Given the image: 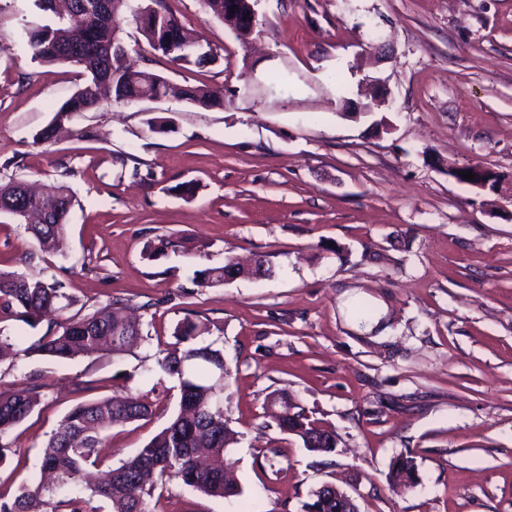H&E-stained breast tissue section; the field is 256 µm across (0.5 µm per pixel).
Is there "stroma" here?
Here are the masks:
<instances>
[{"mask_svg": "<svg viewBox=\"0 0 512 512\" xmlns=\"http://www.w3.org/2000/svg\"><path fill=\"white\" fill-rule=\"evenodd\" d=\"M164 6L218 62L179 68L125 23L131 64L224 87L223 107L112 104L38 143L85 77L24 54L33 0H0V164L31 182L68 174L77 199L61 253L1 216L0 269L56 275L89 307H137L143 334L117 357L0 363V389L42 387L38 410L0 439V501L38 485L51 432L79 401L154 404L105 432L104 466L159 432L178 392L157 359L189 318L209 328L191 346L222 350L231 372L226 457L241 492L172 480L145 512H303L325 482L360 512H512V0H257L247 47L202 0ZM471 163L500 174L501 191L449 176ZM190 181L193 196L176 192ZM159 235L175 248L145 259ZM255 256L271 276L197 279ZM358 302L369 317H352ZM281 389L335 432L333 452L279 432L267 397ZM402 455L418 483L396 489ZM389 479L393 482L410 481L415 483L417 480L416 466L414 460L410 456H400L393 462ZM410 482H406L410 485Z\"/></svg>", "mask_w": 512, "mask_h": 512, "instance_id": "35a3bbf8", "label": "stroma"}]
</instances>
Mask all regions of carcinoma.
Returning <instances> with one entry per match:
<instances>
[{"label": "carcinoma", "instance_id": "obj_1", "mask_svg": "<svg viewBox=\"0 0 512 512\" xmlns=\"http://www.w3.org/2000/svg\"><path fill=\"white\" fill-rule=\"evenodd\" d=\"M42 12H50L52 24L30 22L19 34V45L30 59L42 64H70L82 69L85 85L68 98L53 120L39 130L34 139L51 141L58 127L77 114L97 112L112 103H129L165 96L166 78L147 70H136L127 62V53L117 30L124 20L122 7L127 0H34ZM226 0H203L210 11L243 42L249 31L233 24L224 14ZM161 0H147L131 13L151 49L167 56L175 65L204 68L218 61L209 45H186L181 21ZM185 99L204 108L224 106V87L190 86L182 91ZM76 202L64 180L47 184L40 192L11 174L0 177V215L15 221L16 212L26 214L25 224L42 250L61 252L66 247L67 218ZM172 240L157 236L146 247L149 259L164 254ZM250 275L249 269L229 262L198 272L201 284L216 286L228 278ZM76 300L64 283L19 271L0 270V315H20L31 327L42 318L53 316L43 335L22 348L11 337L0 335V361L19 356L40 355L54 360H69L79 355L109 350L121 355L141 341V331L120 314L116 303L93 311L63 318L61 313ZM209 330L205 324L185 319L176 335L187 341ZM224 363L223 351L211 347L175 348L158 360L162 371L178 381L179 411L169 423L135 454L114 468L99 473L89 486L90 497L107 500L112 512H145L144 496L150 494L153 477L178 478L184 484L214 497L240 493L232 474L224 473V449L234 443V431L224 413V384L214 370ZM41 386L29 385L12 392L0 390V437L31 416L41 401ZM271 398L288 402L284 414L275 417L280 432L299 437L303 447L316 454L332 452L336 434L316 424L305 409L286 391L273 392ZM152 413V403L143 398L109 397L81 402L58 422L44 450L43 468L61 483L81 481L89 468L98 467L96 448L104 429L119 423L141 420ZM389 479L416 482V466L410 456L393 462ZM44 488L23 486L12 501H0V512H38Z\"/></svg>", "mask_w": 512, "mask_h": 512}]
</instances>
